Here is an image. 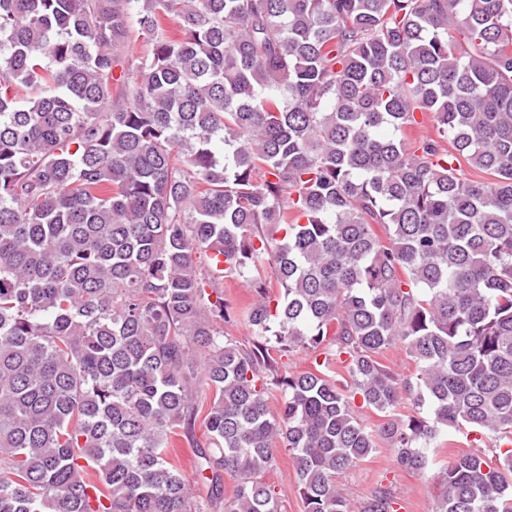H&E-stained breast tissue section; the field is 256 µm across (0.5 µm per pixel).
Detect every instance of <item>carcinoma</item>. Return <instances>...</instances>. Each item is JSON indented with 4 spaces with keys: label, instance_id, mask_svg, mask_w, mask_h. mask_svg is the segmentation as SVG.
<instances>
[{
    "label": "carcinoma",
    "instance_id": "cac0c4a2",
    "mask_svg": "<svg viewBox=\"0 0 512 512\" xmlns=\"http://www.w3.org/2000/svg\"><path fill=\"white\" fill-rule=\"evenodd\" d=\"M383 447L512 512V0H0V512H280V451L350 512ZM173 459L175 463L182 471L186 480L189 482L191 488L197 494V486L201 487V484H197V478L195 476L194 468H193V454L188 443L183 445H176L174 451L172 453Z\"/></svg>",
    "mask_w": 512,
    "mask_h": 512
}]
</instances>
